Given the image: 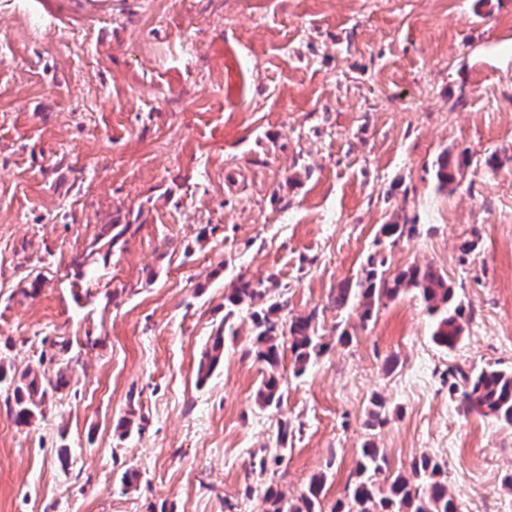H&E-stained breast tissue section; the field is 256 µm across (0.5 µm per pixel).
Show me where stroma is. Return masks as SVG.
<instances>
[{
  "mask_svg": "<svg viewBox=\"0 0 512 512\" xmlns=\"http://www.w3.org/2000/svg\"><path fill=\"white\" fill-rule=\"evenodd\" d=\"M71 2L0 0V355L71 376L26 426L0 390V512H264L268 485L295 499L318 473L333 512L368 441L394 472L447 463L460 512H512V426L464 413L444 378L512 371V0ZM444 151L470 158L448 193ZM377 251L447 274L473 312L455 350L412 293L365 323L327 308ZM241 275L324 328L277 409L245 354L262 301L197 380ZM283 421V464L251 472Z\"/></svg>",
  "mask_w": 512,
  "mask_h": 512,
  "instance_id": "1",
  "label": "stroma"
}]
</instances>
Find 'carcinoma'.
Instances as JSON below:
<instances>
[{
	"mask_svg": "<svg viewBox=\"0 0 512 512\" xmlns=\"http://www.w3.org/2000/svg\"><path fill=\"white\" fill-rule=\"evenodd\" d=\"M435 179L439 191L450 189L456 180L454 164L446 153L437 161ZM415 230L414 224H383L380 234L384 239L377 240L376 245L385 241L395 243ZM384 264V260L374 255L369 257L363 279L340 284L328 295V305L339 313L356 306L360 309V320L366 322L382 300L414 292L433 317L432 341L443 349H455L464 335L465 307L456 298L448 277L433 266L417 264L388 276ZM271 283L270 277L265 281L239 277L231 283L230 294L226 296L230 309L224 315V325L210 338L199 364L200 380H206L220 363L225 338L237 336V330L229 323L234 308L268 295ZM284 309L281 303L272 302L251 316V336L245 354L262 366L257 401L263 407L278 408L282 404L285 390L280 368L285 352L291 354L293 374L301 375L328 348L316 312L290 317L283 313ZM447 376L448 390L457 395L464 412L493 415L512 424V371L489 367L466 372L458 368L448 371ZM3 382L13 392L10 413L23 425L41 412L42 405L54 392L70 384L61 367L51 371L29 368L18 373L0 359V383ZM382 474L385 481L381 484L378 476ZM444 474V463L427 455L414 459L409 473L392 474L385 455L367 444L361 448L356 478L346 487L347 503H339L336 512H458L455 498L448 494ZM325 486V474H317L295 501L287 500L278 488L269 486L264 492L265 512H321Z\"/></svg>",
	"mask_w": 512,
	"mask_h": 512,
	"instance_id": "obj_1",
	"label": "carcinoma"
}]
</instances>
